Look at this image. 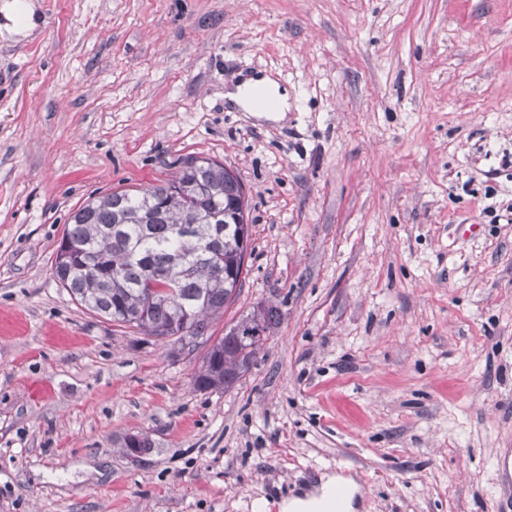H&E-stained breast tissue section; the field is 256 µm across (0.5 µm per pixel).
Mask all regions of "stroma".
I'll return each mask as SVG.
<instances>
[{
	"mask_svg": "<svg viewBox=\"0 0 512 512\" xmlns=\"http://www.w3.org/2000/svg\"><path fill=\"white\" fill-rule=\"evenodd\" d=\"M0 40V512H500L512 448V0H37ZM273 74L285 119L227 99ZM188 155L249 200L209 327H279L231 388L209 345L86 310L52 275L91 196ZM144 434L130 458L121 443ZM336 476L321 478L317 492L305 497H291L284 500L283 512H319L325 505L330 493L336 488Z\"/></svg>",
	"mask_w": 512,
	"mask_h": 512,
	"instance_id": "stroma-1",
	"label": "stroma"
}]
</instances>
